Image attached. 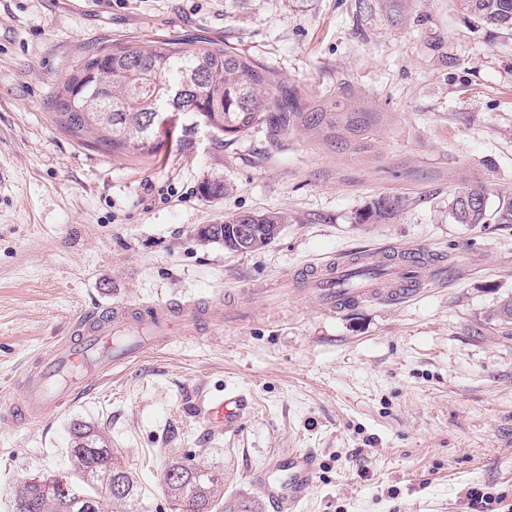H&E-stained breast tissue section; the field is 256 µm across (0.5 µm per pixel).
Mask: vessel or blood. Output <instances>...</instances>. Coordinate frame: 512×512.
I'll list each match as a JSON object with an SVG mask.
<instances>
[{
  "mask_svg": "<svg viewBox=\"0 0 512 512\" xmlns=\"http://www.w3.org/2000/svg\"><path fill=\"white\" fill-rule=\"evenodd\" d=\"M366 259V254L355 252L344 260L332 259L306 271L323 307L336 309L378 296L379 290L371 282L351 289L337 285L353 266ZM426 261L423 249L417 245L397 248L391 257L379 255L375 267L391 273L397 282L389 298H404L417 291ZM222 312L223 304L216 300L114 303L81 313L72 321L67 336L45 347L28 364L20 379L19 398L0 403V419L38 424L59 416L89 393L92 381L111 379L114 371L144 354L164 349L174 336L196 327L201 317L223 324ZM241 413L236 395L226 396L205 410L212 423L233 421ZM316 471L312 452L292 450L255 470L252 480L271 512H303L315 486Z\"/></svg>",
  "mask_w": 512,
  "mask_h": 512,
  "instance_id": "vessel-or-blood-1",
  "label": "vessel or blood"
}]
</instances>
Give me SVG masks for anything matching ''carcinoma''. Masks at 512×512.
I'll list each match as a JSON object with an SVG mask.
<instances>
[{
	"label": "carcinoma",
	"instance_id": "carcinoma-1",
	"mask_svg": "<svg viewBox=\"0 0 512 512\" xmlns=\"http://www.w3.org/2000/svg\"><path fill=\"white\" fill-rule=\"evenodd\" d=\"M462 5L479 21L512 28V0H462ZM272 98L268 70L237 48H187L162 39L150 46L114 45L87 56L65 78L54 104L72 134L90 136L112 154H134L150 149L159 134H174V118L184 112L231 140L257 124L271 103L278 123L299 116L292 102ZM403 207L402 198L381 196L359 215V223H388ZM448 208L458 224H512V197L492 210L481 185L454 195ZM287 221L281 212L224 217L226 224ZM67 455L69 471L19 480L10 512H141L135 472L118 460L105 428L72 423ZM163 488L179 512H261L250 497L224 501V474L214 468L173 460L163 473Z\"/></svg>",
	"mask_w": 512,
	"mask_h": 512
}]
</instances>
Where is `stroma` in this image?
<instances>
[{
	"instance_id": "obj_1",
	"label": "stroma",
	"mask_w": 512,
	"mask_h": 512,
	"mask_svg": "<svg viewBox=\"0 0 512 512\" xmlns=\"http://www.w3.org/2000/svg\"><path fill=\"white\" fill-rule=\"evenodd\" d=\"M229 44L300 115L219 141L191 117L153 152L112 154L62 124L54 95L97 48ZM335 115L315 129L307 112ZM225 185L206 199L201 187ZM512 196V29L460 0H0V399L73 319L100 304L223 298L221 327L174 337L58 417L0 421V512L22 478L65 471L71 423L104 425L144 512H172L173 459L250 472L309 449L305 512H512V224H458L449 199ZM404 198L387 224L357 215ZM284 212L267 247L201 245L225 215ZM414 244L434 257L412 299L325 309L294 282L337 254ZM234 391V429L201 409Z\"/></svg>"
}]
</instances>
